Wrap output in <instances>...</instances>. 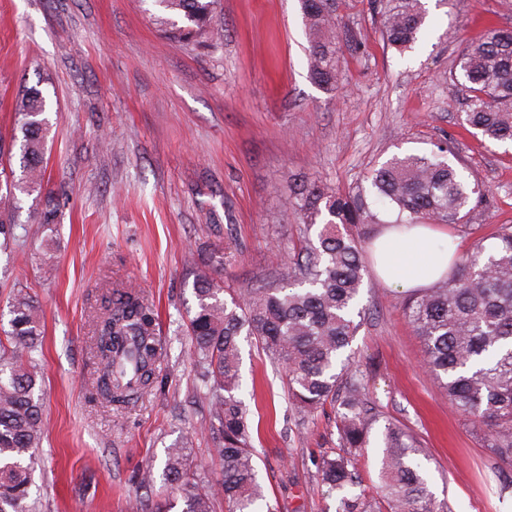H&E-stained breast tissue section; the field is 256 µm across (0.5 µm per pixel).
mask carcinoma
Returning a JSON list of instances; mask_svg holds the SVG:
<instances>
[{
  "label": "carcinoma",
  "instance_id": "1",
  "mask_svg": "<svg viewBox=\"0 0 512 512\" xmlns=\"http://www.w3.org/2000/svg\"><path fill=\"white\" fill-rule=\"evenodd\" d=\"M161 32L177 42L213 48L224 39L215 26L220 0H152ZM382 36L399 53L423 38L428 11L423 0H373ZM308 36L311 80L333 93L339 88L341 53L336 35V0H299ZM450 80L464 93V124L492 143L512 144V30L489 31L466 43ZM47 101L36 88L16 100L12 146L19 149L20 177L0 194V209L14 203L13 191L41 192L50 126ZM368 188L356 196L327 183L306 184L295 193L305 231L318 227L316 241L288 253L286 284L224 290L218 273L224 252L207 258L209 273L194 281L195 307L189 331L199 379L207 389L213 454L222 463L221 482L190 484L183 442L166 449L165 476L185 488L180 504L152 505L144 498L131 512H214L222 499L228 512H276L266 500L254 459L250 411L240 397L241 339L250 338L282 365L292 410L303 420L331 407L339 450L316 460L321 486L339 494L337 512H451L428 485L418 461L423 450L398 421L385 417L362 375L354 369L352 343L360 328V298L371 283L361 235L351 228L381 224L383 212L397 224L473 222L483 189L455 162L446 144L421 154L393 156L372 171ZM40 223H55L59 204L45 193ZM19 225L0 220V252L13 249ZM492 247L473 243L455 262L448 280L410 295L404 315L424 349L423 361L448 404L483 434L495 455L499 497L512 498V225L494 235ZM11 318L0 339V512H28L30 468L24 458L44 433L36 390L40 375L34 354L44 324L38 301L18 289L9 296ZM92 356L95 390L102 403L122 409L156 382L161 349L152 307L140 293L117 284L100 294ZM381 448L380 483L361 487L357 464L371 444Z\"/></svg>",
  "mask_w": 512,
  "mask_h": 512
}]
</instances>
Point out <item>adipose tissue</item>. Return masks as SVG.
<instances>
[{
	"label": "adipose tissue",
	"mask_w": 512,
	"mask_h": 512,
	"mask_svg": "<svg viewBox=\"0 0 512 512\" xmlns=\"http://www.w3.org/2000/svg\"><path fill=\"white\" fill-rule=\"evenodd\" d=\"M428 224H388L374 241V262L385 282L408 289L429 287L447 276L455 244L438 247Z\"/></svg>",
	"instance_id": "adipose-tissue-1"
}]
</instances>
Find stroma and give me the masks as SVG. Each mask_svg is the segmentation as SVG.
<instances>
[{
  "label": "stroma",
  "instance_id": "stroma-1",
  "mask_svg": "<svg viewBox=\"0 0 512 512\" xmlns=\"http://www.w3.org/2000/svg\"><path fill=\"white\" fill-rule=\"evenodd\" d=\"M424 3L428 32L400 55L383 41L371 0H339L343 81L329 95L308 77L298 0H222L224 40L208 53L167 39L147 0H0V142L11 141L19 94L41 90L51 106L45 186L61 203L46 227L40 197L16 193L13 217L25 232L13 260L0 257V319L21 288L45 325L46 426L31 512H129L134 499L167 498L165 450L184 439L195 482L221 478L190 356L198 268L187 258L223 251L231 289L285 277L304 229L295 186L354 193L391 155L444 142L488 190L480 220L444 229L458 252L512 224V146L469 133L463 94L448 78L467 40L512 29V0ZM45 238L55 242L48 255L35 249ZM121 283L153 305L162 354L151 392L114 413L88 395L96 299ZM405 295L380 280L362 295L352 347L373 401L418 439L430 488L454 512H512L496 493L489 449L422 367ZM242 357L266 497L277 512H336L315 465L339 445L334 412L301 420L281 367L250 342Z\"/></svg>",
  "mask_w": 512,
  "mask_h": 512
}]
</instances>
